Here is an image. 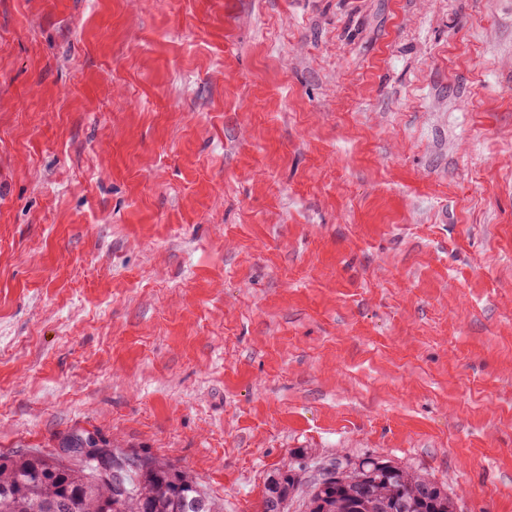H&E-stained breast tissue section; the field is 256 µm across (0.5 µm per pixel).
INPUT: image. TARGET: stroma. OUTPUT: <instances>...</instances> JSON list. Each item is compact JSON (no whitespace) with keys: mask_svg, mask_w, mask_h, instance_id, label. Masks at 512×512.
<instances>
[{"mask_svg":"<svg viewBox=\"0 0 512 512\" xmlns=\"http://www.w3.org/2000/svg\"><path fill=\"white\" fill-rule=\"evenodd\" d=\"M72 430L512 512V0H0V451Z\"/></svg>","mask_w":512,"mask_h":512,"instance_id":"1","label":"stroma"}]
</instances>
